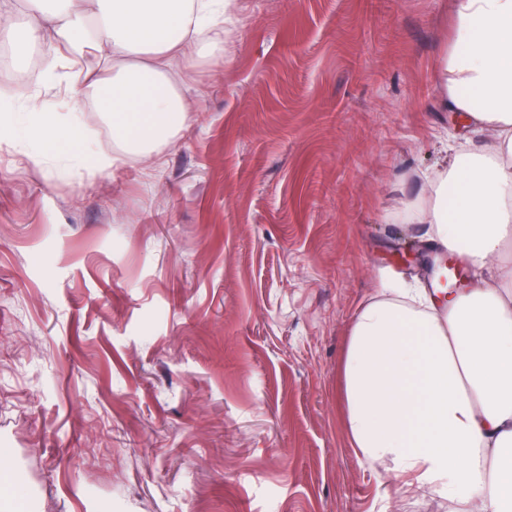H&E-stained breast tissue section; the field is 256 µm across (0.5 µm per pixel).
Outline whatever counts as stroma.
I'll return each instance as SVG.
<instances>
[{"mask_svg": "<svg viewBox=\"0 0 512 512\" xmlns=\"http://www.w3.org/2000/svg\"><path fill=\"white\" fill-rule=\"evenodd\" d=\"M453 0H237L156 161L0 140V448L36 512H454L349 448L338 372L444 160Z\"/></svg>", "mask_w": 512, "mask_h": 512, "instance_id": "35a3bbf8", "label": "stroma"}]
</instances>
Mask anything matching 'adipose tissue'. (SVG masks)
<instances>
[{
	"label": "adipose tissue",
	"instance_id": "adipose-tissue-1",
	"mask_svg": "<svg viewBox=\"0 0 512 512\" xmlns=\"http://www.w3.org/2000/svg\"><path fill=\"white\" fill-rule=\"evenodd\" d=\"M231 2L26 0L42 81L66 109L5 94L0 130H47L56 156L107 168L91 146L71 147L89 103L119 151L152 157L189 112L169 64L223 59ZM453 2L438 89L469 136L397 219L455 251L476 282L451 293L393 278L360 306L339 370L342 417L350 447L391 462L402 493L426 487L465 512H512V0ZM89 60L92 81L77 70Z\"/></svg>",
	"mask_w": 512,
	"mask_h": 512
}]
</instances>
